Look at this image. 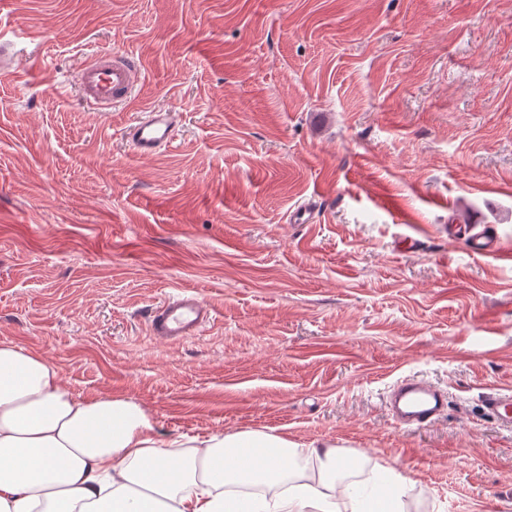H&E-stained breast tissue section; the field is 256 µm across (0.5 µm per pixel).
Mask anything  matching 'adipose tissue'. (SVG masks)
I'll return each instance as SVG.
<instances>
[{
  "mask_svg": "<svg viewBox=\"0 0 512 512\" xmlns=\"http://www.w3.org/2000/svg\"><path fill=\"white\" fill-rule=\"evenodd\" d=\"M178 445H160L138 403L79 398L41 355L0 344V512H404L392 466L372 491L344 485L346 460L322 444L239 432ZM309 462L315 476L288 485Z\"/></svg>",
  "mask_w": 512,
  "mask_h": 512,
  "instance_id": "obj_1",
  "label": "adipose tissue"
}]
</instances>
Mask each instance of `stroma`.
<instances>
[{
  "mask_svg": "<svg viewBox=\"0 0 512 512\" xmlns=\"http://www.w3.org/2000/svg\"><path fill=\"white\" fill-rule=\"evenodd\" d=\"M0 44L46 83H0V342L86 399L140 404L160 443L274 432L335 446L349 478L389 463L405 512H512V0H5ZM143 62L136 98L87 109L96 50ZM181 112L137 156L135 113ZM314 201V221L291 222ZM202 335L150 336L181 290ZM448 392L404 428L390 387ZM473 230L470 224H453L451 227L452 233L464 242L467 252L473 256L511 260L510 254L501 251L496 237L488 236L484 231L473 233ZM212 306L196 292L185 291L154 304L147 316L151 336L165 341H180L198 336L214 321ZM481 407L485 418L504 427H512V390L487 393Z\"/></svg>",
  "mask_w": 512,
  "mask_h": 512,
  "instance_id": "1",
  "label": "stroma"
}]
</instances>
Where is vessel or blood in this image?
Returning a JSON list of instances; mask_svg holds the SVG:
<instances>
[{"mask_svg":"<svg viewBox=\"0 0 512 512\" xmlns=\"http://www.w3.org/2000/svg\"><path fill=\"white\" fill-rule=\"evenodd\" d=\"M144 76L143 65L133 55L118 51H98L81 62L75 84L80 98L93 109L109 112L126 105L135 95ZM180 115L168 108H153L137 117L124 130L133 151L155 156L175 139ZM451 231L475 256L502 258L497 238L474 231L471 225L455 224ZM215 311L196 292L185 291L154 304L147 316L151 336L180 341L200 335L213 322ZM389 412L398 425L426 426L440 420L448 408V393L434 384L414 377L396 382L387 393ZM485 418L512 427V390L485 395Z\"/></svg>","mask_w":512,"mask_h":512,"instance_id":"1","label":"vessel or blood"}]
</instances>
